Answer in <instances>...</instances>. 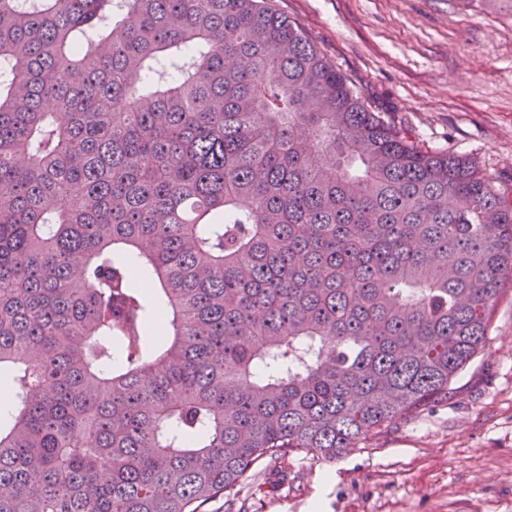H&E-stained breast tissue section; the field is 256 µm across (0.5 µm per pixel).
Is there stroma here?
Segmentation results:
<instances>
[{
    "label": "stroma",
    "mask_w": 512,
    "mask_h": 512,
    "mask_svg": "<svg viewBox=\"0 0 512 512\" xmlns=\"http://www.w3.org/2000/svg\"><path fill=\"white\" fill-rule=\"evenodd\" d=\"M431 151L474 160L512 195V0H271ZM445 401L333 461L243 481L210 512H512V291Z\"/></svg>",
    "instance_id": "stroma-1"
}]
</instances>
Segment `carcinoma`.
Instances as JSON below:
<instances>
[{"mask_svg":"<svg viewBox=\"0 0 512 512\" xmlns=\"http://www.w3.org/2000/svg\"><path fill=\"white\" fill-rule=\"evenodd\" d=\"M509 290L495 178L266 0H0V512L332 460L448 398Z\"/></svg>","mask_w":512,"mask_h":512,"instance_id":"cac0c4a2","label":"carcinoma"}]
</instances>
